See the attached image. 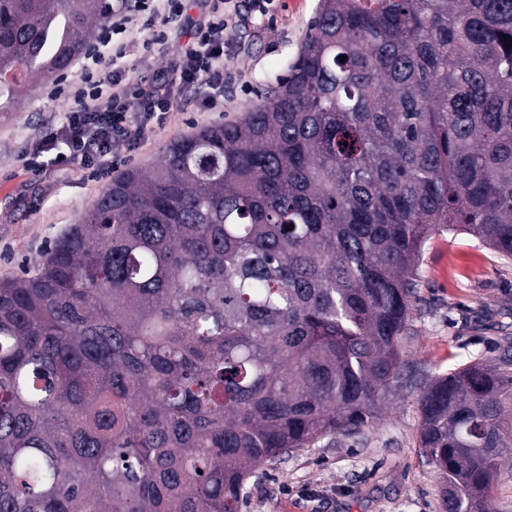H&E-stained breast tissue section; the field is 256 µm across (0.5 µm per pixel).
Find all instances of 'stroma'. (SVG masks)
Listing matches in <instances>:
<instances>
[{"instance_id": "stroma-1", "label": "stroma", "mask_w": 512, "mask_h": 512, "mask_svg": "<svg viewBox=\"0 0 512 512\" xmlns=\"http://www.w3.org/2000/svg\"><path fill=\"white\" fill-rule=\"evenodd\" d=\"M317 0H274L268 12L238 0L224 32V89L199 82L182 91L184 106L153 118L136 148L119 144L115 168L88 177L78 165L54 164L63 143L26 169L32 142L62 126L69 106L37 85L23 108L0 121V281L37 260L125 170L156 162L175 139L238 119L288 75ZM148 33L116 35L124 51L113 65L126 77L149 69L170 77V56L147 50ZM408 321L409 361L430 376L468 361L493 359L512 335V260L472 236L438 229L415 267ZM418 391L391 396L383 418L362 440L327 437L314 447L267 463L245 484L239 512H443L442 483L419 454Z\"/></svg>"}]
</instances>
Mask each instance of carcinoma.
<instances>
[{
	"label": "carcinoma",
	"mask_w": 512,
	"mask_h": 512,
	"mask_svg": "<svg viewBox=\"0 0 512 512\" xmlns=\"http://www.w3.org/2000/svg\"><path fill=\"white\" fill-rule=\"evenodd\" d=\"M109 10L0 0V96L21 108ZM439 224L512 259V0H318L284 82L0 282V512H238L266 463L364 434ZM499 348L418 398L446 512H483L512 454Z\"/></svg>",
	"instance_id": "cac0c4a2"
}]
</instances>
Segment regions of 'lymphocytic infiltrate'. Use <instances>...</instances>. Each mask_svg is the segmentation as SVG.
<instances>
[{
    "mask_svg": "<svg viewBox=\"0 0 512 512\" xmlns=\"http://www.w3.org/2000/svg\"><path fill=\"white\" fill-rule=\"evenodd\" d=\"M211 8V17L200 24L193 42L180 52L168 82H156L148 74L129 79L116 75L112 59L103 53L114 35L124 32L127 16L111 15L101 27L97 48L86 52L92 68L86 69L81 84L55 86L51 94L69 101V115L53 139H39L32 148L33 157L47 152L52 141L66 145L63 163L77 161L85 168H99L101 161L112 154L117 141L130 143L140 140L141 126L131 124L128 112L132 104H140L147 114L166 113L173 109L180 86L200 81L220 88L224 85V70L219 61L223 55L225 18L220 6L223 0H197Z\"/></svg>",
    "mask_w": 512,
    "mask_h": 512,
    "instance_id": "1",
    "label": "lymphocytic infiltrate"
}]
</instances>
